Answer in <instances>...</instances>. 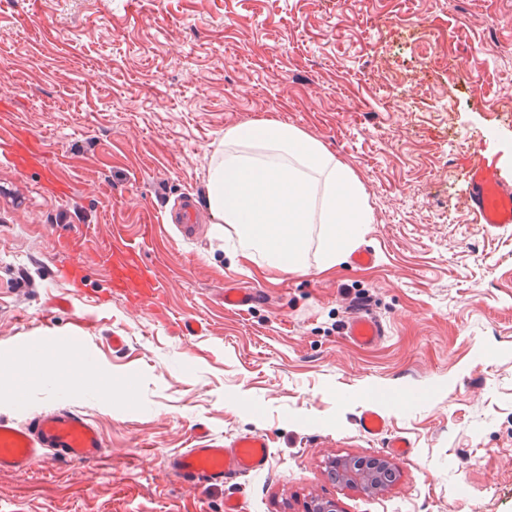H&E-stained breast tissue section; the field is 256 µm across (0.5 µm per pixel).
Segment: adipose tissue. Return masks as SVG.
I'll return each instance as SVG.
<instances>
[{
  "mask_svg": "<svg viewBox=\"0 0 512 512\" xmlns=\"http://www.w3.org/2000/svg\"><path fill=\"white\" fill-rule=\"evenodd\" d=\"M205 204L231 226L237 256L282 275L329 270L370 223L365 189L322 143L285 122L236 125L207 171Z\"/></svg>",
  "mask_w": 512,
  "mask_h": 512,
  "instance_id": "ef3b65f1",
  "label": "adipose tissue"
}]
</instances>
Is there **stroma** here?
<instances>
[{
  "mask_svg": "<svg viewBox=\"0 0 512 512\" xmlns=\"http://www.w3.org/2000/svg\"><path fill=\"white\" fill-rule=\"evenodd\" d=\"M2 111L41 137L71 192L0 163V365L40 352L44 325L54 367L76 360L91 377L78 391L32 385L21 403L0 373V417L69 405L107 447L1 472L0 512H224L238 496L251 512L315 499L512 512V226L489 230L464 206L471 133L512 185V0H0ZM266 119L363 183L373 222L357 247L373 265L282 276L237 257L212 220L192 241L162 227L185 194L203 197L225 130ZM58 224L141 238L163 306L114 295L92 252L88 291L74 293ZM228 288L259 300L225 310ZM357 308L387 328L375 347L343 334ZM189 318L203 334H179ZM369 407L412 445L377 494L328 476L335 459L386 456L358 428ZM199 423L227 442L267 435L269 470L182 484L165 462Z\"/></svg>",
  "mask_w": 512,
  "mask_h": 512,
  "instance_id": "obj_1",
  "label": "stroma"
}]
</instances>
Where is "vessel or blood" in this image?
<instances>
[{
    "label": "vessel or blood",
    "instance_id": "1",
    "mask_svg": "<svg viewBox=\"0 0 512 512\" xmlns=\"http://www.w3.org/2000/svg\"><path fill=\"white\" fill-rule=\"evenodd\" d=\"M0 160L22 170L40 169L51 188L61 193L70 190L59 168L48 161L39 138L7 117L0 119ZM466 175L469 193L465 206L477 223L491 228L511 225L512 186L505 184L482 145H475ZM169 217L183 240H193L200 234L202 215L193 196L183 197ZM56 234L60 245L72 255L61 275L76 292H83L86 266L80 254L86 248L87 233L82 225L67 224L58 227ZM100 244L110 270L111 290L136 305L161 298L164 286L157 280L153 265L145 261L140 243L127 236L122 225H112ZM385 334L383 323L365 309L355 312L345 327L346 337L357 347L375 346ZM357 424L365 435L385 439L395 457L403 459L409 455L408 441L389 437L385 415L367 409L362 411ZM196 435L204 439V446H192L170 456L166 462L168 472L184 482L221 485L263 471L270 464L269 442L262 434L246 432L226 443L212 438L200 424ZM103 448L97 425L81 411L66 405L34 412L21 422L0 418V472H23L40 462H94L102 456Z\"/></svg>",
    "mask_w": 512,
    "mask_h": 512
}]
</instances>
